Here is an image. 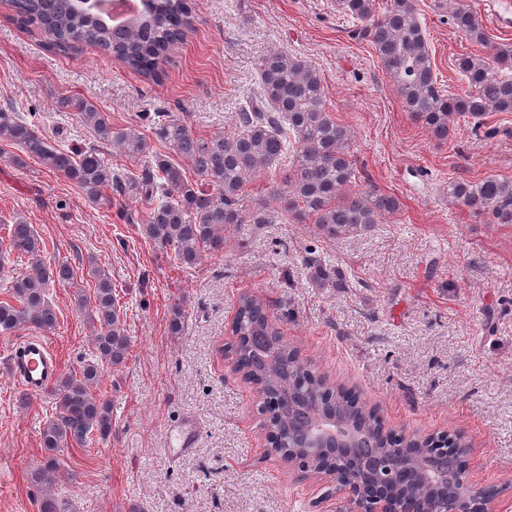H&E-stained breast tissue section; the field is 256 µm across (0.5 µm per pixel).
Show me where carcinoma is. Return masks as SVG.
<instances>
[{
  "instance_id": "1",
  "label": "carcinoma",
  "mask_w": 512,
  "mask_h": 512,
  "mask_svg": "<svg viewBox=\"0 0 512 512\" xmlns=\"http://www.w3.org/2000/svg\"><path fill=\"white\" fill-rule=\"evenodd\" d=\"M22 28L36 32L49 48L68 54L79 45L96 47L148 79L157 76L189 29V0H143V9L121 25L102 12H86L78 0H4ZM433 7L449 16L455 32L480 46L485 55L455 60L458 74L469 90L455 94L438 80L437 68L423 28L416 0H336L338 13L358 23L369 38L405 111L433 136L446 141L455 122L488 114L512 112V46L489 45V36L476 17L458 3L433 0ZM261 95L238 114V127L230 135L204 138L195 135L181 118L159 120L147 136L131 127L112 125L111 117L81 97H65L60 106L94 132L95 142L66 147L48 140L32 121L10 107H0V142L16 146L22 155L12 162L34 158L47 170L74 185L91 205H110V191L149 204L139 234L170 252L185 269L199 264L204 253L224 250V230L234 224H263L265 207L248 204L246 186L263 169H284V189L277 194L282 210L294 219L311 221L329 238L356 237L400 210L394 195L369 188L349 190L356 182L351 128L328 111L322 76L306 60L285 52H272L258 62ZM155 138L162 151L153 149ZM137 169L115 171L112 154ZM448 199L479 217L489 215L498 224H512V180L488 176L478 182L448 181ZM12 252L32 257L26 273L9 280L0 300V335L25 327H55L57 314L49 294L52 285H69L77 270L67 263L42 259V241L32 225L14 219L0 238V262ZM314 283L339 287L343 271L324 260H306ZM87 275L95 281L93 293H76L77 305L87 309L93 327V350L81 361L80 371L58 377L52 391L55 413L43 430L45 456L36 479L49 484L60 473L58 452L71 444L80 447L112 433V404L100 393L103 371L127 360L131 337L118 307L112 278L96 259L88 257ZM256 294L240 295L232 323L243 363L260 373L269 398L288 390L327 409L336 406V393L313 379L291 357L288 345L269 332L255 308ZM187 310L176 303L168 329L183 331ZM343 410L366 427L376 418L361 406L344 402Z\"/></svg>"
}]
</instances>
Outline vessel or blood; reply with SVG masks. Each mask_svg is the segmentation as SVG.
Segmentation results:
<instances>
[{
  "label": "vessel or blood",
  "instance_id": "1",
  "mask_svg": "<svg viewBox=\"0 0 512 512\" xmlns=\"http://www.w3.org/2000/svg\"><path fill=\"white\" fill-rule=\"evenodd\" d=\"M10 365L18 384L32 395L43 392L60 372L50 346L37 337L26 339L15 350Z\"/></svg>",
  "mask_w": 512,
  "mask_h": 512
}]
</instances>
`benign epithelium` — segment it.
Here are the masks:
<instances>
[{
	"label": "benign epithelium",
	"instance_id": "benign-epithelium-1",
	"mask_svg": "<svg viewBox=\"0 0 512 512\" xmlns=\"http://www.w3.org/2000/svg\"><path fill=\"white\" fill-rule=\"evenodd\" d=\"M360 435L355 425L320 412L298 448L280 451L270 430L265 438L268 451L288 465L306 466L322 498L346 499V512H497L498 494L470 479L472 444L466 436L447 437L439 450V438L417 435V447L402 449L398 462L347 472L344 463L357 452Z\"/></svg>",
	"mask_w": 512,
	"mask_h": 512
}]
</instances>
